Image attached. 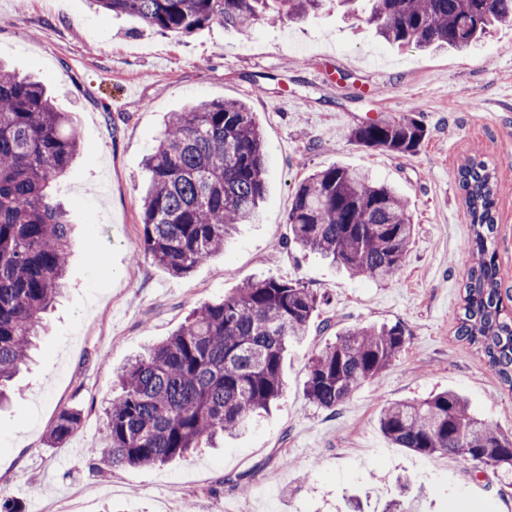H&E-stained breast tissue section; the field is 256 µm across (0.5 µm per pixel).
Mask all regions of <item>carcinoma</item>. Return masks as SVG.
<instances>
[{
    "label": "carcinoma",
    "instance_id": "carcinoma-1",
    "mask_svg": "<svg viewBox=\"0 0 512 512\" xmlns=\"http://www.w3.org/2000/svg\"><path fill=\"white\" fill-rule=\"evenodd\" d=\"M97 8L138 18L161 33L185 36L214 23L246 33L275 14L316 13L324 0H94ZM403 46L471 50L496 25L512 23V0H336ZM426 135L416 118L371 121L351 133L362 146L410 153ZM82 143L69 112L38 83L0 66V400L45 329L71 256L72 222L55 188ZM148 187L138 256L173 277L221 252L239 224L257 214L265 192L262 136L240 101H205L171 114L146 158ZM471 220L470 263L459 340L477 347L512 387V313L496 263V174L471 158L458 170ZM288 244L331 259L351 276L386 280L401 268L413 236L408 205L368 174L333 166L297 188ZM322 299L273 276L249 280L194 310L165 341L118 374L120 394L107 412L103 461L112 468L185 459L197 448L246 429L283 396L288 346L308 335ZM399 325H352L311 358L305 397L335 411L405 348ZM81 412L62 408L48 432L60 445L79 429ZM382 434L414 453L459 455L475 470L512 477V435L474 416L453 390L385 404Z\"/></svg>",
    "mask_w": 512,
    "mask_h": 512
}]
</instances>
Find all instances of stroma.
Here are the masks:
<instances>
[{
  "instance_id": "1",
  "label": "stroma",
  "mask_w": 512,
  "mask_h": 512,
  "mask_svg": "<svg viewBox=\"0 0 512 512\" xmlns=\"http://www.w3.org/2000/svg\"><path fill=\"white\" fill-rule=\"evenodd\" d=\"M0 63L40 80L71 112L84 150L59 181L75 221V255L48 314L35 361L0 409V494L22 512H382L400 480L420 512H512V485L462 457L422 456L380 431L384 404L433 391L463 393L471 409L512 430V391L483 354L456 336L470 234L458 167L476 157L496 172L501 292L512 298V26L475 49H397L335 4L303 21H260L242 34L212 25L164 35L89 0H0ZM240 100L261 129L266 197L222 253L177 278L137 258L143 161L170 113ZM413 116L426 136L416 151L363 147L352 130ZM342 165L368 172L406 199L415 233L391 279H354L323 257L286 244L301 181ZM300 281L326 299L335 329L400 324L404 350L336 414L304 394L309 359L330 341L311 329L284 360L287 383L273 413L223 447L152 468H111L100 456L117 372L168 337L202 303L248 280ZM82 423L50 447L62 406Z\"/></svg>"
}]
</instances>
